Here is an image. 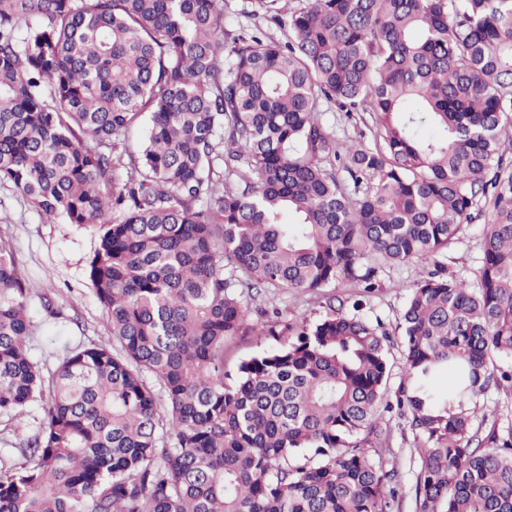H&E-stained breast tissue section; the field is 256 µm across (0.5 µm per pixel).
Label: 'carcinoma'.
Returning <instances> with one entry per match:
<instances>
[{
  "label": "carcinoma",
  "instance_id": "carcinoma-1",
  "mask_svg": "<svg viewBox=\"0 0 512 512\" xmlns=\"http://www.w3.org/2000/svg\"><path fill=\"white\" fill-rule=\"evenodd\" d=\"M279 2L251 15L284 42L231 33L224 0H0V185L97 230L109 320L43 371L0 244V414L42 410L0 450V512H387L389 333L358 302L289 322L248 298L369 293L410 262L434 266L401 316L417 512H512V426L466 410L512 392V0ZM326 104L368 113L373 145L339 147ZM490 191L472 284L435 257ZM255 334L277 346L225 372ZM149 114L146 113L140 120V122L132 127L128 134L121 141L117 142V153L124 155L125 162L129 161V157L138 159L140 156L141 146L144 141L148 126H149ZM276 344L270 336H243L224 347V371L234 374L238 363Z\"/></svg>",
  "mask_w": 512,
  "mask_h": 512
}]
</instances>
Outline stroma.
<instances>
[{
	"instance_id": "35a3bbf8",
	"label": "stroma",
	"mask_w": 512,
	"mask_h": 512,
	"mask_svg": "<svg viewBox=\"0 0 512 512\" xmlns=\"http://www.w3.org/2000/svg\"><path fill=\"white\" fill-rule=\"evenodd\" d=\"M325 124L338 141L358 140L370 144L365 114H346L326 107ZM491 220L490 208H482L459 235L439 262L448 273L474 280L482 258V233ZM0 242L10 245L30 289V315L33 335L31 357L48 368H55L68 346L89 344L108 336L107 315L97 302L88 280L87 260L97 245L92 230L58 220L46 222L38 211L14 188L0 186ZM423 269L415 263L385 266L377 288L370 294L342 284L336 296L359 302L360 314L380 321L389 333H397L411 287ZM253 308L278 310L283 319L307 318L316 321L326 312V300L317 293L284 290L256 297ZM388 440L382 452L383 468L395 471L397 494L390 512H414L411 488L417 473V443L400 413H392L387 424Z\"/></svg>"
}]
</instances>
